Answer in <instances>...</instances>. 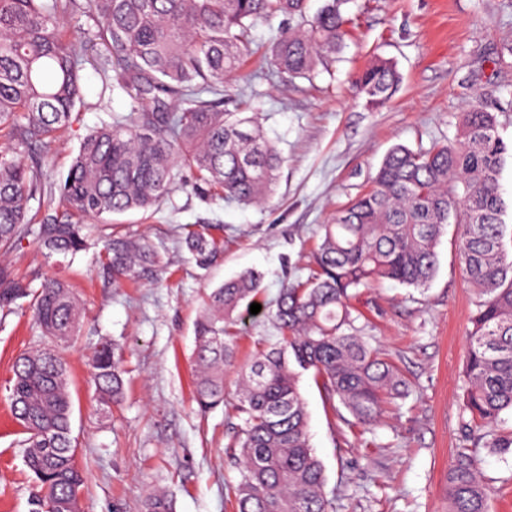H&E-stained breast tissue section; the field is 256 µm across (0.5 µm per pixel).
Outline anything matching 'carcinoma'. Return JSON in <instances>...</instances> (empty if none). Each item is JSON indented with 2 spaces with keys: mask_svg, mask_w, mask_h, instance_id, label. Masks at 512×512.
Returning <instances> with one entry per match:
<instances>
[{
  "mask_svg": "<svg viewBox=\"0 0 512 512\" xmlns=\"http://www.w3.org/2000/svg\"><path fill=\"white\" fill-rule=\"evenodd\" d=\"M348 2L324 0L313 12L310 0H0V127L8 126L12 139L0 149V250L32 233L29 203L47 181L57 133L77 119L87 63L105 87L128 98L131 112L80 137L58 196L44 199L52 211L38 228L46 254L87 250L85 225L75 217L146 211L176 190L183 171L226 199L265 203L283 157L256 116L224 111V80L239 72L253 27L276 16L287 21L270 46L276 77L288 83L314 75L344 48ZM62 17L86 18L90 38L68 37ZM400 80L392 61L375 57L353 87L379 106ZM510 156L497 116L477 103L459 114L453 139L421 151L394 146L372 188L321 225L307 277L285 278L268 308L276 341H258L253 362L238 374L241 424L227 444L240 469L231 488L235 512H334L310 443L300 377L312 372L328 399L364 428L378 423L383 404L405 396L407 379L360 334L351 300L378 280L426 287L450 224L459 228V263L476 297L461 403L470 446L457 449L448 467V512H490L495 489L481 477L477 448H512V429L495 430L512 421V225L500 192ZM182 245L202 268L220 249L194 231ZM153 263L141 238L104 242L101 271L115 282ZM262 280L259 271L244 269L204 294L192 354L202 412L224 404L236 326L261 295ZM26 299L51 343L77 334L81 309L65 281L47 279L35 288L1 265L0 311ZM91 369L100 406L118 402L126 373L121 347L102 343ZM10 406L39 488L38 510L78 502L86 476L72 461V396L55 349L18 358ZM143 508L172 512V501L154 494Z\"/></svg>",
  "mask_w": 512,
  "mask_h": 512,
  "instance_id": "carcinoma-1",
  "label": "carcinoma"
}]
</instances>
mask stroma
Masks as SVG:
<instances>
[{
  "label": "stroma",
  "instance_id": "35a3bbf8",
  "mask_svg": "<svg viewBox=\"0 0 512 512\" xmlns=\"http://www.w3.org/2000/svg\"><path fill=\"white\" fill-rule=\"evenodd\" d=\"M346 9V46L314 78L283 85L262 62L284 24L277 17L253 29L243 70L224 85L225 109L256 114L284 159L268 202L242 206L189 185L154 210L88 220L92 246L76 257L48 256L31 235L6 253L19 276L65 280L83 304L78 335L58 348L71 379L76 463L87 476L81 512H143L145 498L160 490L173 512H233L227 488L239 470L227 443L239 419L229 404L199 412L192 394L194 324L205 289L255 268L264 274L263 301H272L284 275H305L321 224L370 188L390 148L418 151L454 138L460 112L474 102L496 113L501 137L512 142V0H349ZM377 56L396 64L401 83L390 101L372 107L351 80ZM82 79L78 119L52 151L57 180L81 136L130 110L121 93L104 96L92 67ZM188 229L223 241L208 268L182 248ZM112 234L144 237L155 266L119 284L104 280L99 255ZM457 235L448 226L425 289L379 281L354 301L366 317L363 335L411 382L372 431L349 425L347 410L326 398L312 374L301 378L311 444L335 512H448V466L463 443L459 407L474 300ZM274 333L268 319L246 322L225 373L228 391L255 342ZM104 340L122 346L127 369L123 399L106 411L90 369ZM45 343L31 308L0 317V512L35 510L36 484L8 396L17 357ZM480 454L483 477L498 490L492 512H512V450Z\"/></svg>",
  "mask_w": 512,
  "mask_h": 512
}]
</instances>
